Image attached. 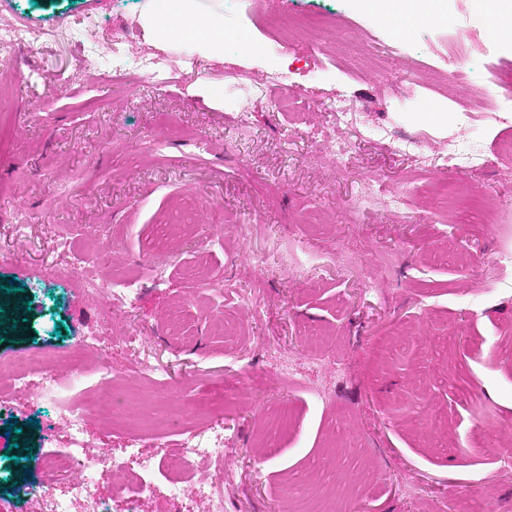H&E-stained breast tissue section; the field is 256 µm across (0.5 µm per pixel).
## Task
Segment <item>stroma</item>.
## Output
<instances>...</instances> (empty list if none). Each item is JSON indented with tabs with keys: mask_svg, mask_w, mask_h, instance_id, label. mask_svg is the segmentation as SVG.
I'll return each instance as SVG.
<instances>
[{
	"mask_svg": "<svg viewBox=\"0 0 512 512\" xmlns=\"http://www.w3.org/2000/svg\"><path fill=\"white\" fill-rule=\"evenodd\" d=\"M145 0H0V26L22 20L39 28L72 26L68 40L36 52L4 51L17 79L0 116V285H14L4 304L16 327L0 332V358L31 348L54 352L89 327L125 337L107 360L120 371L134 358L150 362L149 380L168 406L193 405L201 377L221 387L224 425L237 468L224 490V512H280L291 476L319 483L316 463L337 466L356 456L369 484L341 498L347 512H476L489 492L512 502V475L497 472L483 452L479 415L512 425V265L502 280L475 289L466 256L512 253V212L485 224L480 212L431 200L451 179L512 203V163L496 162L497 145L512 137V111L463 113L484 90L486 64L512 69V44L501 42L479 0H445L439 24L396 37L359 0H223L224 57L192 54L154 43L141 23ZM322 16L326 25L281 37L271 20L283 11ZM98 20L95 41L76 24ZM136 38L112 75L108 47L116 27ZM256 46L253 54L243 41ZM468 52L471 75L452 82L448 47ZM162 57L176 80L142 83L140 58ZM90 58L103 74L86 79ZM286 72L291 104L280 110V89L268 83ZM406 83L405 97L391 90ZM221 84L211 99L206 86ZM347 95L363 111L357 127L339 125L332 100ZM444 122L416 119L428 105ZM425 133L423 154L399 149L398 137ZM457 138L470 163L440 166L429 156ZM345 150V176L318 161L328 140ZM382 178L386 204H360L362 181ZM201 199L197 229L175 247L163 280L151 266L161 246L159 224L172 209ZM214 223L252 224L248 240L210 236ZM312 232L316 248L299 236ZM72 240L93 254L113 248L112 265L139 267L138 296L117 319L69 283L50 276L70 255ZM277 246L283 263L303 276L247 268L242 254L263 256ZM355 257L352 265L337 253ZM393 256L384 278L368 268ZM198 264L218 283L205 291L182 276ZM252 295L255 314L235 298ZM184 304L188 338L170 336L164 314ZM238 317L245 325L249 364L230 360L213 323ZM295 358L296 380L273 378L282 353ZM93 375L65 378L51 399L18 396L0 410V512H26L9 482L40 481L37 471L6 459L11 442L34 455L63 450L49 420L87 396ZM429 401L447 412V437L405 417ZM288 402L294 424L275 449L251 454L265 418ZM23 429L6 436L8 422Z\"/></svg>",
	"mask_w": 512,
	"mask_h": 512,
	"instance_id": "1",
	"label": "stroma"
}]
</instances>
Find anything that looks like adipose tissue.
Masks as SVG:
<instances>
[{
	"instance_id": "obj_1",
	"label": "adipose tissue",
	"mask_w": 512,
	"mask_h": 512,
	"mask_svg": "<svg viewBox=\"0 0 512 512\" xmlns=\"http://www.w3.org/2000/svg\"><path fill=\"white\" fill-rule=\"evenodd\" d=\"M364 6L401 35L438 12L434 0H365ZM222 8V0H210L206 6L201 0H151L142 22L156 43L188 44L220 58L224 55Z\"/></svg>"
}]
</instances>
